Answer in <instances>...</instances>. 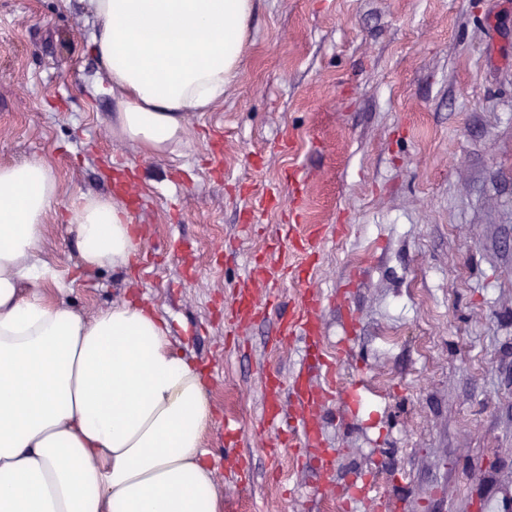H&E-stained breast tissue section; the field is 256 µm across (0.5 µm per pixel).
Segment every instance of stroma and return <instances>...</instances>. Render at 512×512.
<instances>
[{
    "label": "stroma",
    "mask_w": 512,
    "mask_h": 512,
    "mask_svg": "<svg viewBox=\"0 0 512 512\" xmlns=\"http://www.w3.org/2000/svg\"><path fill=\"white\" fill-rule=\"evenodd\" d=\"M91 33L86 0H0V164L43 157L60 182L39 246L64 300L152 305L198 362L223 512H379L342 498L369 480L402 512L512 500V0H253L235 81L167 156L112 141ZM119 168L143 248L128 271L80 272L69 208L113 195ZM272 250L307 283L285 276L229 333L245 269ZM308 285L339 385L365 383L360 405L342 391L323 408L327 472L257 429L265 370L290 381L304 355L279 336Z\"/></svg>",
    "instance_id": "stroma-1"
}]
</instances>
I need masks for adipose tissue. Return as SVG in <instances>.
I'll list each match as a JSON object with an SVG mask.
<instances>
[{"mask_svg":"<svg viewBox=\"0 0 512 512\" xmlns=\"http://www.w3.org/2000/svg\"><path fill=\"white\" fill-rule=\"evenodd\" d=\"M92 49L117 104L112 138L154 155L223 100L253 0H88ZM60 195L42 158L0 165V512H223L202 373L153 307L85 317L47 286L38 241ZM86 270L123 272L142 240L115 199L70 207Z\"/></svg>","mask_w":512,"mask_h":512,"instance_id":"1","label":"adipose tissue"}]
</instances>
